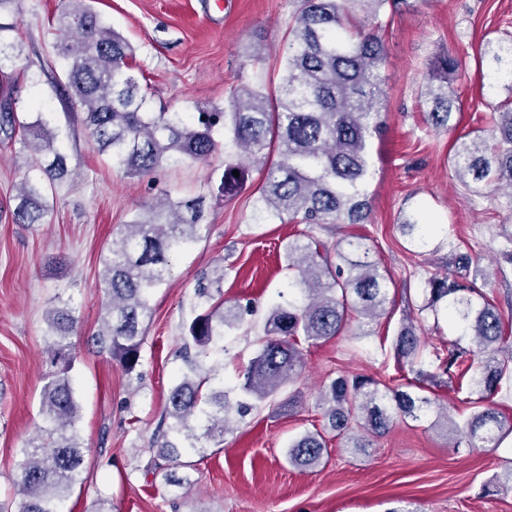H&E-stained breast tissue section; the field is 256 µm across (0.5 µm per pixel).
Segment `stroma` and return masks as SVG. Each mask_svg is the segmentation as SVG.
Masks as SVG:
<instances>
[{"label": "stroma", "instance_id": "1", "mask_svg": "<svg viewBox=\"0 0 512 512\" xmlns=\"http://www.w3.org/2000/svg\"><path fill=\"white\" fill-rule=\"evenodd\" d=\"M135 49L154 106L174 112L223 109L245 84L280 80L297 0H88ZM66 0H20L17 67L0 76V102L43 116L69 157L71 174L48 203L46 223L12 220L18 144L0 138V499L13 493L20 450L42 423L49 370L45 313L71 301L80 318L70 382L80 407L86 448L82 483L63 498L62 512H512V491L483 495V484L512 460V440L493 451L454 447L428 420L398 424L367 452L331 442L328 462L312 471L288 465L284 451L304 431L321 427L317 393L329 376L361 373L383 382L397 377L385 340L394 336L407 301L422 302L432 273L458 275L455 251L490 272L489 295L512 324V192L471 195L451 163L455 140L487 127L494 105L512 97V77L494 74L488 40L512 36V0H399L378 16L354 23L376 29L386 49L381 69L386 131L373 139L370 203L363 224H283L251 220L259 187L252 173L231 200L217 191L224 154L161 169L153 181L129 178L97 153L71 104L67 63L56 51ZM445 53L460 66L449 85L461 110L452 130L429 125L419 93L431 59ZM205 196L206 226L198 242L172 260L167 282L151 299L140 364L126 374L97 353L103 294L96 280L121 225L148 210L162 191ZM438 225L423 253L411 252L399 231L412 216ZM313 235L326 245L352 235L368 239L388 277L389 319L356 339L303 344L296 382L237 423L223 443L185 454L180 475L190 486H167L163 472L144 476L151 439L168 394L187 367L180 353L183 323L193 315L202 274L223 268L224 295L257 307L214 348L208 366L225 382L254 356L263 315L287 291L288 241Z\"/></svg>", "mask_w": 512, "mask_h": 512}]
</instances>
